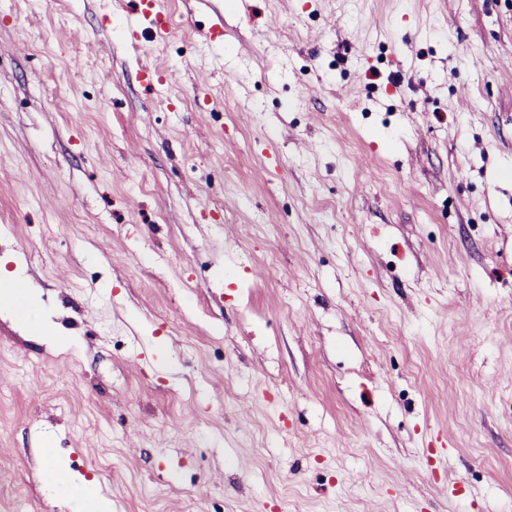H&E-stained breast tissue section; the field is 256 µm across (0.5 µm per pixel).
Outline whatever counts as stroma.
<instances>
[{
  "label": "stroma",
  "mask_w": 512,
  "mask_h": 512,
  "mask_svg": "<svg viewBox=\"0 0 512 512\" xmlns=\"http://www.w3.org/2000/svg\"><path fill=\"white\" fill-rule=\"evenodd\" d=\"M124 2L0 0V512H512V0ZM140 4L143 6L140 8V12L127 22V28L133 37L137 38L141 22L150 19L152 16L153 19H151L149 28L152 29L156 39L166 40L174 34L173 29L164 21L165 16L161 10L160 0H141ZM0 288V312H15L20 300L24 305L21 320L27 330L38 336L51 332L47 305L37 290L28 288L27 282L16 271L12 276L0 277ZM48 486H69L77 489L84 512H112V502L100 495L96 486L81 478L73 477L68 471L58 467L43 475Z\"/></svg>",
  "instance_id": "35a3bbf8"
}]
</instances>
